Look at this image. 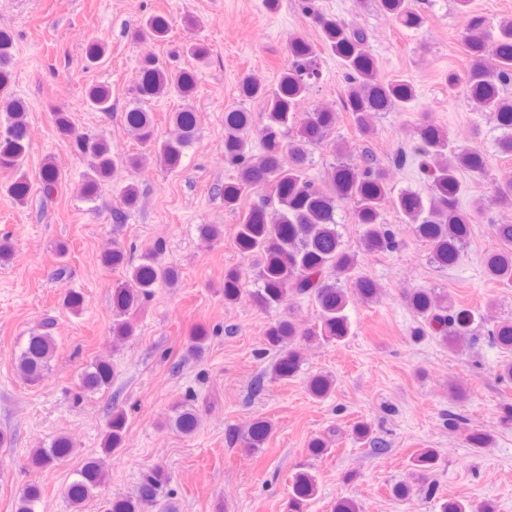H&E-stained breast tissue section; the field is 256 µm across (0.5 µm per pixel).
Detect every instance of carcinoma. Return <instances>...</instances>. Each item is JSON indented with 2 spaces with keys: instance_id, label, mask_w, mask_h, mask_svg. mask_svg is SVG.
<instances>
[{
  "instance_id": "carcinoma-1",
  "label": "carcinoma",
  "mask_w": 512,
  "mask_h": 512,
  "mask_svg": "<svg viewBox=\"0 0 512 512\" xmlns=\"http://www.w3.org/2000/svg\"><path fill=\"white\" fill-rule=\"evenodd\" d=\"M378 3L405 27L417 29L423 24L414 0H378ZM300 4L302 11L320 28L322 43H311L296 34L288 36V56L276 88L270 91L251 78L242 85L244 96L267 99L265 137L258 157L246 152L250 114L232 109L224 115V156L239 173L237 182L224 186V206L237 209L247 187L266 184L272 187L261 204L240 216L237 225V246L258 269L260 285L252 291V299L266 309L286 306L288 300L301 296L312 300L319 311L320 324L316 329L305 327L290 316L267 328L266 343L278 352L269 368L271 378L276 380H288L298 373L302 356L296 342L308 343L318 338L340 342L350 334L347 314L350 295L372 300L380 293L379 285L372 278L357 272L355 254L345 248L336 221V211L341 204H352L355 221L362 228L361 241L365 249L385 252L398 247L396 234L384 218L385 211L391 208L428 243L431 259L438 267L453 268L460 261L472 223L471 214L460 204L463 192L460 176L465 171L478 175L486 171L481 151L454 145L444 130L425 121L416 131V141L409 150L396 155L393 163L403 167L409 158H419L431 181L428 196L410 190L394 192L386 172L371 155L353 164L333 166L322 184L309 179L306 169L311 147L336 124L334 112L297 113L311 85L318 79L317 60L321 53L329 52L342 66L347 82L344 110L349 112L354 126L363 135L373 131L372 120L376 114L411 110L416 95L412 83L405 78H381L363 29L322 14L315 0H300ZM455 4L468 17L464 45L470 65L462 74L454 70L448 72V88H462L475 110L494 114L502 130L498 150L512 156V98L505 95L512 86V19L495 27L485 16L471 9V0H455ZM171 28L166 17L154 15L136 25L133 36L140 40H162ZM12 48L11 36L0 32V111L4 112L0 122V168L14 171L15 179L8 186V192L23 204L31 190L25 170L29 133L26 104L8 93ZM140 71L143 77L138 86L141 100L171 92L185 95L195 85L193 72L173 71L154 57L143 59ZM88 102L97 112H112V95L106 88L91 89ZM125 122L142 152L134 158L120 160L111 155L104 137L79 131L63 110L54 113L59 135L88 160L89 172L80 186V194L87 201L97 199L101 182L121 164L133 172L142 159L153 153L165 167L177 168L198 125L196 113L186 107L174 113L177 136L159 141L151 113L141 106L127 110ZM60 180L61 174L55 165L45 161L39 171L43 191H52ZM492 203L501 210H512L511 177L496 183ZM496 235L498 247L487 258L485 271L488 277L508 288L512 286V224L496 225ZM161 250L162 246H156L153 254L131 267L127 280L112 293V335L118 342L133 335L135 327L130 315L152 295L153 288L163 283L171 285L177 277L174 269L158 264L155 254ZM240 296V276L230 270L224 277V300L233 303ZM409 302L417 316V326L412 331L417 340L434 337L454 348L476 335L479 322L473 311L448 303L447 298L431 289L414 290ZM53 328V321L41 322L15 358L16 372L28 384L40 381L54 361L57 346ZM487 335L502 348L512 349V318L498 322ZM112 378V365L98 359L84 367L81 384L85 390L94 392L110 387ZM332 387L333 380L325 375L309 380V390L316 398L328 396ZM172 422L181 433L191 434L197 429L198 417L194 410L183 407L175 411ZM124 425L123 411H112L104 430L101 454L89 458L66 488V495L75 508H81L105 485L106 459L122 446ZM269 432L267 421H253L246 432V449L261 448ZM356 437L374 454L388 450V443L372 435L366 424L356 428ZM72 452L70 438L59 436L47 448L31 449L30 461L39 468H48L65 462ZM438 461L436 449L421 448L414 454L412 466L425 477L437 467ZM164 479L160 468L152 469L135 495L109 501L108 512H139L142 506L156 502ZM315 491L314 475L308 472L295 475L287 512H306ZM40 499L39 486H27L18 496L16 512H36Z\"/></svg>"
}]
</instances>
